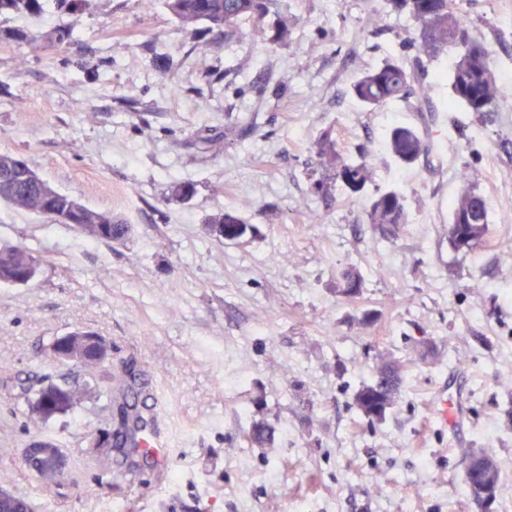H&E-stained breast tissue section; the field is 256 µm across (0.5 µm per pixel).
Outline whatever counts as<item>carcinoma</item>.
I'll return each mask as SVG.
<instances>
[{"label": "carcinoma", "mask_w": 512, "mask_h": 512, "mask_svg": "<svg viewBox=\"0 0 512 512\" xmlns=\"http://www.w3.org/2000/svg\"><path fill=\"white\" fill-rule=\"evenodd\" d=\"M273 0H165V7L184 28L203 25L205 30L221 41L249 40L272 48L288 39V16L270 14ZM418 24L415 35L400 40V47L412 46L419 52L438 59L448 55V48L456 50L448 70L452 100L461 104L476 118L483 119L497 111L503 94L491 66L489 50L478 39L470 25L455 8V0H388ZM40 11L39 0H0L3 13H35ZM75 27H53L33 36L28 41L29 53L38 54L44 44H64L74 36ZM427 76L407 67L396 58L364 72L351 86L352 96L365 108L374 110L391 102L413 99L424 102L429 95ZM320 154L333 171V178L341 184L348 199L361 198L371 180L367 151L345 155L335 142L323 137ZM386 148L401 164L411 165L429 150V144L412 126H395L386 136ZM0 204L18 211L37 215L49 214L63 224L84 226L80 233L94 241L110 243L126 238V231L118 230L110 212L88 208L69 194L45 188L34 176L26 161L13 153H0ZM367 223L377 225L388 238L398 235L408 223L404 196L395 189H387L365 203ZM451 218L448 224V242L456 251H471L481 245L488 232L489 213L485 198L465 188L450 202ZM39 260L23 244L0 241V283L8 284L26 268ZM342 294L353 297L361 288L362 278L356 269L348 268L341 274ZM403 366L388 359L379 360L372 369L370 380L362 383L354 394V406L369 423L383 421L388 410L399 398L403 384ZM139 374L129 366L102 391L99 396L114 400L115 395L134 391ZM89 383L75 384L63 380L41 381L26 390V419L39 428L47 421L74 412L86 400ZM123 456V461L110 469L111 483L121 482L130 474L131 457L135 448H124L116 443L98 452L104 461L112 454ZM462 483L474 502L496 499L500 468L493 448H480L466 455L462 462ZM12 476L0 471V512H32L28 501L8 490Z\"/></svg>", "instance_id": "carcinoma-1"}]
</instances>
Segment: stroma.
I'll return each mask as SVG.
<instances>
[{
    "instance_id": "1",
    "label": "stroma",
    "mask_w": 512,
    "mask_h": 512,
    "mask_svg": "<svg viewBox=\"0 0 512 512\" xmlns=\"http://www.w3.org/2000/svg\"><path fill=\"white\" fill-rule=\"evenodd\" d=\"M384 0H276L285 43L231 42L199 51L202 27L181 28L157 0H86L81 14L0 15V152L22 155L52 187L132 227L95 242L68 224L0 205V241L39 260L26 286L0 284V470L33 512H478L461 458L492 447L500 484L492 512H512V92L476 120L451 105L443 61L398 47L416 30ZM512 89V0H456ZM75 23L71 42L28 55L42 30ZM432 73L427 103L368 110L351 96L360 74L393 50ZM169 78L160 81L158 73ZM418 128L430 151L397 165L384 137ZM365 147L363 196L399 188L408 222L395 240L366 223L318 154ZM228 140L205 157L206 138ZM186 184L185 197L172 183ZM485 197L489 234L470 252L448 243V202L463 187ZM321 219L311 222L310 212ZM223 212L244 217L236 239L212 232ZM358 267L362 288L338 294ZM90 330L112 345L110 367L88 374L49 362L52 341ZM432 342L419 357L422 342ZM417 355L401 395L372 425L353 394L379 359ZM135 361L167 443L138 456L136 487L114 485L91 442L113 429L99 397ZM45 376L91 383L74 414L28 425L22 387ZM456 397L464 434L444 426ZM274 427L253 446L254 424ZM52 438L68 477L44 489L24 461Z\"/></svg>"
}]
</instances>
